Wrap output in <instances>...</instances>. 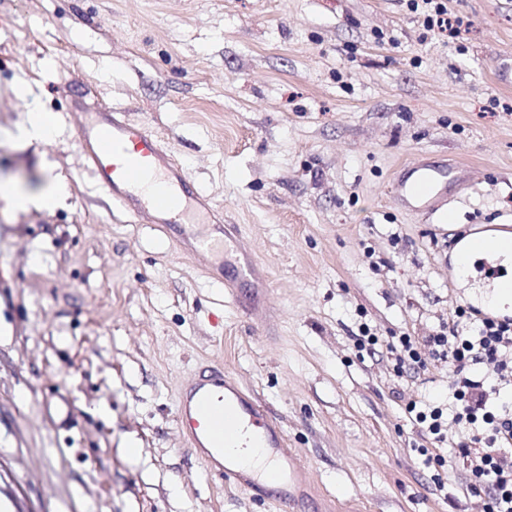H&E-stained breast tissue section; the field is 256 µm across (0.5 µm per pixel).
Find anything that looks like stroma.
Segmentation results:
<instances>
[{
    "instance_id": "1",
    "label": "stroma",
    "mask_w": 512,
    "mask_h": 512,
    "mask_svg": "<svg viewBox=\"0 0 512 512\" xmlns=\"http://www.w3.org/2000/svg\"><path fill=\"white\" fill-rule=\"evenodd\" d=\"M448 10L462 39L424 37L404 0H0V180L37 188L50 162L71 189L51 213L0 198V512H274L179 435L176 382L207 359L270 409L338 512H482L460 457L421 466L404 414L445 393L447 363L400 381L355 346L363 323L432 333L469 301L454 240L512 225V87L494 77L512 0ZM73 86L149 125L238 225L270 323L113 209L82 164ZM36 108L59 133L21 144ZM418 160L476 171L453 223L395 200Z\"/></svg>"
}]
</instances>
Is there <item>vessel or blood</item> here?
Masks as SVG:
<instances>
[{"label":"vessel or blood","mask_w":512,"mask_h":512,"mask_svg":"<svg viewBox=\"0 0 512 512\" xmlns=\"http://www.w3.org/2000/svg\"><path fill=\"white\" fill-rule=\"evenodd\" d=\"M71 106L85 165L113 205L132 222L157 224L173 233L185 252L202 258L212 281L224 285L238 311L265 310L268 291L257 284L258 259L159 136L120 109H87L80 94H73ZM464 178L463 165L417 161L403 165L394 188L400 204L444 224L448 192ZM176 424L207 476L277 512H303L311 502L317 512H336L335 499H313L307 466L288 450L282 426L222 363L200 364L180 380ZM251 446L262 448L270 473L246 468L234 458L233 449Z\"/></svg>","instance_id":"b4317fda"}]
</instances>
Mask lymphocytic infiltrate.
<instances>
[{"mask_svg": "<svg viewBox=\"0 0 512 512\" xmlns=\"http://www.w3.org/2000/svg\"><path fill=\"white\" fill-rule=\"evenodd\" d=\"M406 6L422 15L427 33L460 36L463 21L449 17L447 0H406ZM356 343L391 359L399 377L423 368L429 357L447 362V400L412 399L405 406L430 442L421 451L424 462L446 466L448 427L456 425L468 438L460 447L466 459L467 493L485 497L487 512H512V407L497 411L488 402L489 389L512 388V318L459 305L430 335L405 334L383 341L365 326Z\"/></svg>", "mask_w": 512, "mask_h": 512, "instance_id": "obj_1", "label": "lymphocytic infiltrate"}]
</instances>
